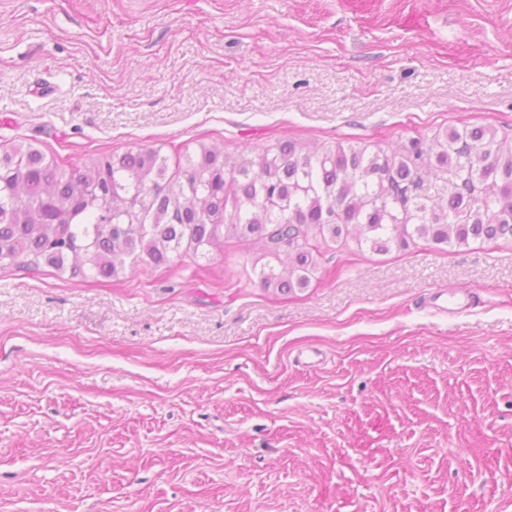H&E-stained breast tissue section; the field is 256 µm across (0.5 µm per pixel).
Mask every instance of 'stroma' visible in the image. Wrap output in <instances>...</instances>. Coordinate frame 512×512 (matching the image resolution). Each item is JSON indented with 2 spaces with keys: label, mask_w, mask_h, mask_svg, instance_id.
Wrapping results in <instances>:
<instances>
[{
  "label": "stroma",
  "mask_w": 512,
  "mask_h": 512,
  "mask_svg": "<svg viewBox=\"0 0 512 512\" xmlns=\"http://www.w3.org/2000/svg\"><path fill=\"white\" fill-rule=\"evenodd\" d=\"M462 124L512 137V0H0V154ZM254 253L0 270V512H512V240ZM449 293L452 294L451 307H448V291L433 295V302L437 306V309L446 312L448 310L456 311L470 306L471 299L473 298L471 291L465 289L450 291ZM443 295H446V298H444L441 303H437Z\"/></svg>",
  "instance_id": "stroma-1"
}]
</instances>
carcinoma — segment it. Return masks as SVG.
<instances>
[{
  "label": "carcinoma",
  "instance_id": "cac0c4a2",
  "mask_svg": "<svg viewBox=\"0 0 512 512\" xmlns=\"http://www.w3.org/2000/svg\"><path fill=\"white\" fill-rule=\"evenodd\" d=\"M351 226L361 253L512 238V141L462 125L392 153L279 140L232 156L201 143L171 174L159 148L65 167L19 143L0 158V268L110 280L236 239L260 246L261 287L288 295Z\"/></svg>",
  "mask_w": 512,
  "mask_h": 512
}]
</instances>
